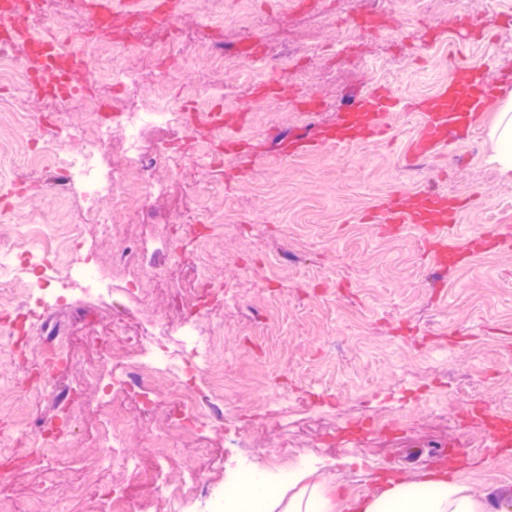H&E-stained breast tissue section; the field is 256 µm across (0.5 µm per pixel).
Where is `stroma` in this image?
<instances>
[{"mask_svg":"<svg viewBox=\"0 0 512 512\" xmlns=\"http://www.w3.org/2000/svg\"><path fill=\"white\" fill-rule=\"evenodd\" d=\"M237 8L238 0H191L178 24L225 49L250 50L249 66H217L186 44L176 80L223 88L234 154L220 167L200 165L191 151L177 169L158 163L152 177L163 192L146 202L128 195L118 219L126 243L169 241L171 255L114 265L116 242L79 218L80 189L55 195L50 162L36 158L52 121L45 101L0 76V104L35 117L22 129L0 121V249L18 242L20 225H59L52 270L61 271L74 244L94 254L114 288L110 297L75 302L84 318L70 327L71 362L60 385L78 398L53 454L34 443L36 426L57 424L60 415L53 394L26 371L39 348L16 354L0 337V449L10 451L0 491L24 498L46 475L56 490L73 487L79 469L100 458L98 434L118 413L129 423L125 444L139 467L109 466L99 488L120 485L143 512H154L155 482L181 484L187 471L218 488L228 483L236 470L223 452L228 430L245 439L258 468L269 469L285 442L286 468L327 463L330 482L352 498L378 490L387 475L412 481L446 467L500 512H512V453L487 465L482 425L462 429L438 417L472 415L486 401L491 415L512 419V244L504 242L512 234V183L489 161L498 106L512 97V0H468L484 21L466 29L453 28L450 0H256L250 31L237 23ZM369 9L374 29L326 48L327 26ZM219 10L224 23L211 28ZM278 50L308 74L300 83L279 77L268 91L263 68ZM471 74L491 90L485 120L410 162L422 115L407 104ZM380 89L392 102L384 139L295 153V138L334 127L348 100ZM430 195L460 200L449 243L485 229L492 250L445 264L418 225L379 217L391 199L413 206ZM145 205L156 222H142ZM215 218L224 221L221 236L199 249L180 242L181 225ZM129 271L160 280L146 302L124 294ZM117 313L133 324L161 317L175 328L189 320L206 332L222 329L231 383L225 430L189 435L172 426L170 455L157 464L137 398L104 401L85 379L93 357L86 329H109ZM379 415L399 419L402 433L347 434L352 421Z\"/></svg>","mask_w":512,"mask_h":512,"instance_id":"obj_1","label":"stroma"}]
</instances>
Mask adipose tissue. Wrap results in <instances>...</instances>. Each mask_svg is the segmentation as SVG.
<instances>
[{
    "mask_svg": "<svg viewBox=\"0 0 512 512\" xmlns=\"http://www.w3.org/2000/svg\"><path fill=\"white\" fill-rule=\"evenodd\" d=\"M499 110L500 118L491 131L495 147L490 160L501 178L512 182V98ZM313 473V467H297L283 480L277 473L261 472L235 493L229 512H492L486 496L444 472L423 477L424 483L436 487L433 495L421 493L417 485L390 479L379 493L354 500L340 498L332 484L314 479Z\"/></svg>",
    "mask_w": 512,
    "mask_h": 512,
    "instance_id": "ef3b65f1",
    "label": "adipose tissue"
}]
</instances>
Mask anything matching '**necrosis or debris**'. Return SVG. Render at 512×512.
I'll use <instances>...</instances> for the list:
<instances>
[{"mask_svg": "<svg viewBox=\"0 0 512 512\" xmlns=\"http://www.w3.org/2000/svg\"><path fill=\"white\" fill-rule=\"evenodd\" d=\"M14 13L38 16L40 24L35 36L48 44L49 52H34L16 58L0 53V71L15 74L23 84L40 80L50 87V106L56 122L44 146L54 149L53 169L56 173L55 191L63 195L72 186L82 189L81 220L99 225L102 232L119 237L120 227L115 219L124 212L125 197L131 193L149 199L158 187L150 173L156 163L165 161L166 149L172 139L181 138L195 130L188 113L170 104L166 90L180 72V48L184 37L175 23L166 27L165 37L140 45V52L153 63L152 73L158 89L138 109L121 113L119 121L125 132V147L120 166L107 168L104 151L108 144V128L97 113H90L84 128L71 132L65 121L74 100L64 85L63 75L73 56L85 63L90 84L110 78L113 84L126 87L141 82L143 75L112 65L111 45L94 38L74 44L65 38L54 24L49 0H0V18ZM150 130L162 131L163 136L152 151H145L143 136ZM82 140L79 151L64 149L67 139ZM109 195L111 209L103 211L98 205L100 195ZM48 228L39 232L22 229L21 245L0 252V287L22 285L30 292L25 306L52 313L68 309L74 294L102 297L112 292V285L102 276L93 255H73L57 275L50 274V262L43 246ZM44 354L46 378H53L59 363L67 361L66 347L70 336L64 325L49 320L36 329ZM131 342L133 358L130 366L120 373L96 374L95 381L103 395L138 394L142 413L153 432V448L157 461H164L169 445L164 433L171 422L189 431H203L224 419L223 336L218 332L201 334L187 325L172 331L158 319L129 331L126 323H113L107 336L99 341L102 357H109L113 345ZM97 470L84 473L80 486L58 492L46 486L31 496L32 512H138L136 501L123 490L111 492L108 500L95 504L85 494L92 485Z\"/></svg>", "mask_w": 512, "mask_h": 512, "instance_id": "4bbe7bcc", "label": "necrosis or debris"}]
</instances>
